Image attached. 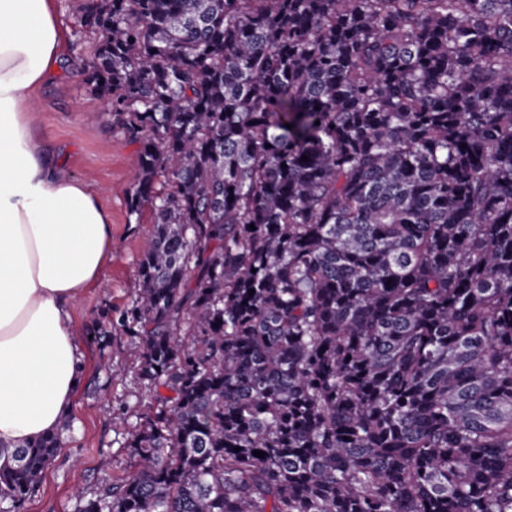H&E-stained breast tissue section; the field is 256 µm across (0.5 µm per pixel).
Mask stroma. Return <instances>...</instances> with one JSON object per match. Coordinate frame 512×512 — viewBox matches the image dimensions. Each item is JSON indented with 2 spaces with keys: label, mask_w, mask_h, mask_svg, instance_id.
Instances as JSON below:
<instances>
[{
  "label": "stroma",
  "mask_w": 512,
  "mask_h": 512,
  "mask_svg": "<svg viewBox=\"0 0 512 512\" xmlns=\"http://www.w3.org/2000/svg\"><path fill=\"white\" fill-rule=\"evenodd\" d=\"M83 2L57 0L65 62L53 81L35 93L34 117L68 172L97 190L112 220V256L98 282L72 305L71 328L83 352L85 381L62 426L63 445L22 512H75V490L91 489L120 473L126 459L122 444L136 418L123 421L114 411L144 394L133 361L123 354L130 337L91 334L112 310L124 308L137 289L140 248L154 231V218L147 208L130 212L124 190L136 179L137 146L126 139L107 100L93 91L81 62L73 59V44L82 43L88 59L95 43L94 37L80 34Z\"/></svg>",
  "instance_id": "stroma-1"
}]
</instances>
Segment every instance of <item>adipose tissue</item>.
Instances as JSON below:
<instances>
[{"mask_svg": "<svg viewBox=\"0 0 512 512\" xmlns=\"http://www.w3.org/2000/svg\"><path fill=\"white\" fill-rule=\"evenodd\" d=\"M56 0H0V448L59 432L83 382L73 302L112 256L94 191L50 158L34 91L54 77Z\"/></svg>", "mask_w": 512, "mask_h": 512, "instance_id": "1", "label": "adipose tissue"}]
</instances>
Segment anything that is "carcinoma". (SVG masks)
<instances>
[{
    "label": "carcinoma",
    "mask_w": 512,
    "mask_h": 512,
    "mask_svg": "<svg viewBox=\"0 0 512 512\" xmlns=\"http://www.w3.org/2000/svg\"><path fill=\"white\" fill-rule=\"evenodd\" d=\"M79 23L155 227L93 331L137 339L148 399L76 512H512V0ZM59 448L0 451V512Z\"/></svg>",
    "instance_id": "carcinoma-1"
}]
</instances>
